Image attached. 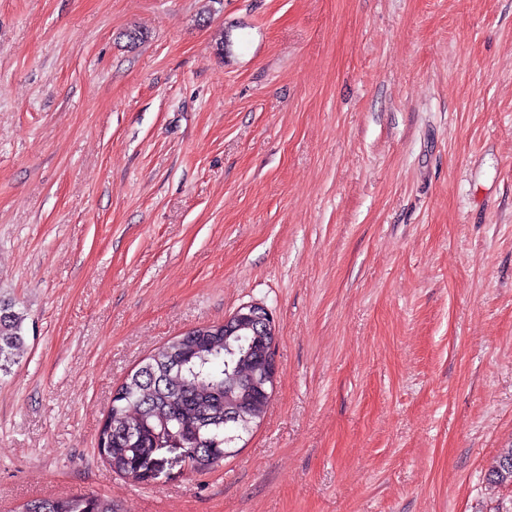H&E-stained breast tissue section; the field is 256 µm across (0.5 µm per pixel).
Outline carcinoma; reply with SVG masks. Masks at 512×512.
Returning <instances> with one entry per match:
<instances>
[{
	"instance_id": "obj_1",
	"label": "carcinoma",
	"mask_w": 512,
	"mask_h": 512,
	"mask_svg": "<svg viewBox=\"0 0 512 512\" xmlns=\"http://www.w3.org/2000/svg\"><path fill=\"white\" fill-rule=\"evenodd\" d=\"M25 315L0 300V372L15 363L23 347ZM275 353L265 351L261 337L246 328L224 336L207 331L185 332L147 358L120 387L124 396L111 405L99 434L100 456L113 471L127 476L136 457L148 448L181 440L192 453V468L205 471L212 458L229 453L241 434L249 433L265 414L273 385L261 380V369ZM240 408V418L224 424V411ZM487 480L512 484V448L505 449ZM22 512H114L112 500L91 495L40 498Z\"/></svg>"
}]
</instances>
